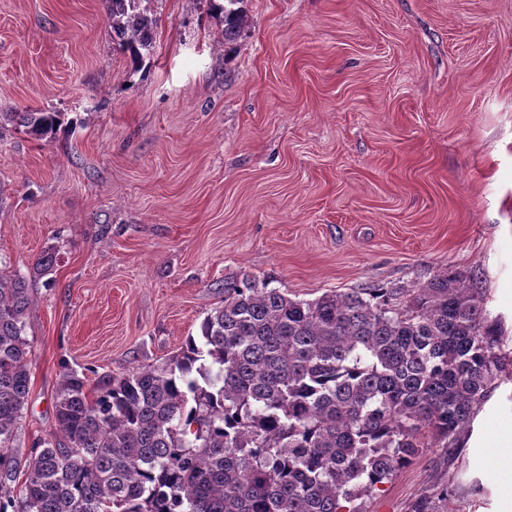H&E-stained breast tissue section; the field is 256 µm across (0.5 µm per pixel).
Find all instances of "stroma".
Returning a JSON list of instances; mask_svg holds the SVG:
<instances>
[{
	"mask_svg": "<svg viewBox=\"0 0 512 512\" xmlns=\"http://www.w3.org/2000/svg\"><path fill=\"white\" fill-rule=\"evenodd\" d=\"M149 0L132 71L107 0H0V264L31 280L18 464L55 430L65 370L165 366L247 273L289 297L481 275L512 342V0ZM56 261L34 275L45 255ZM512 379L452 454L423 449L361 512L433 485L448 512L512 497ZM222 1L223 3H217ZM244 0H209L212 10L224 15V40L238 36L246 26V14L241 7L233 6ZM2 119L12 122L22 132L35 139H53L62 126L64 114L55 110H40L35 112H0Z\"/></svg>",
	"mask_w": 512,
	"mask_h": 512,
	"instance_id": "obj_1",
	"label": "stroma"
}]
</instances>
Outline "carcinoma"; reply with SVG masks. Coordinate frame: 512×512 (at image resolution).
Segmentation results:
<instances>
[{
	"instance_id": "obj_1",
	"label": "carcinoma",
	"mask_w": 512,
	"mask_h": 512,
	"mask_svg": "<svg viewBox=\"0 0 512 512\" xmlns=\"http://www.w3.org/2000/svg\"><path fill=\"white\" fill-rule=\"evenodd\" d=\"M108 20L139 70L155 19L143 0H109ZM243 0H209L238 36ZM38 140L64 114L0 112ZM31 289L0 269V512H360L428 447L455 450L512 356L481 278L446 268L420 286L295 299L245 273L200 333L160 369L138 367L89 395L77 373L55 398L58 437L17 462L28 401ZM448 487L406 512H442Z\"/></svg>"
}]
</instances>
